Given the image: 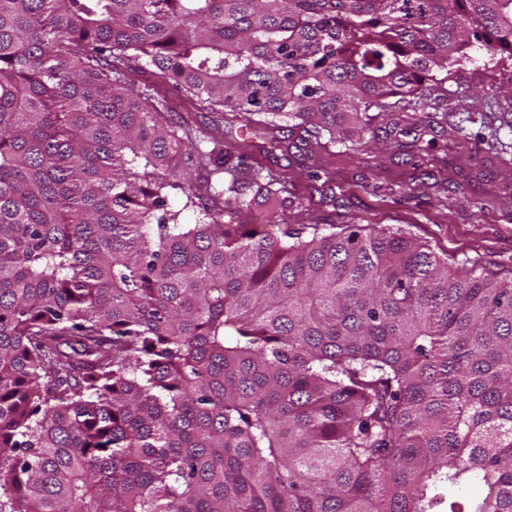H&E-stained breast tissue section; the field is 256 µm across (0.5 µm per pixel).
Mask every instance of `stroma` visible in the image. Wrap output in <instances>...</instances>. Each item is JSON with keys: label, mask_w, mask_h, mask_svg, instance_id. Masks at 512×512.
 Segmentation results:
<instances>
[{"label": "stroma", "mask_w": 512, "mask_h": 512, "mask_svg": "<svg viewBox=\"0 0 512 512\" xmlns=\"http://www.w3.org/2000/svg\"><path fill=\"white\" fill-rule=\"evenodd\" d=\"M483 94L484 104L472 100ZM445 128L462 126L460 144L436 135L418 160L390 149L386 122L377 125L380 150L337 143L323 156L326 176L305 179V147L258 153L264 169L284 178L300 201L289 224H371L402 231L449 261L470 259L512 275V63L477 49L455 67L419 112Z\"/></svg>", "instance_id": "1"}]
</instances>
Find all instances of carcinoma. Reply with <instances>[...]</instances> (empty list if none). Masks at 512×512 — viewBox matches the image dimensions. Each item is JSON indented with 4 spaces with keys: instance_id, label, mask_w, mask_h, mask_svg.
<instances>
[{
    "instance_id": "1",
    "label": "carcinoma",
    "mask_w": 512,
    "mask_h": 512,
    "mask_svg": "<svg viewBox=\"0 0 512 512\" xmlns=\"http://www.w3.org/2000/svg\"><path fill=\"white\" fill-rule=\"evenodd\" d=\"M477 44L512 0H0V512H512V278L247 165L392 108L435 148L408 104Z\"/></svg>"
}]
</instances>
